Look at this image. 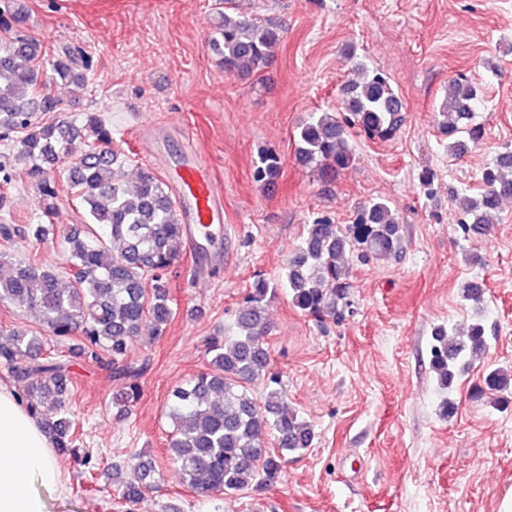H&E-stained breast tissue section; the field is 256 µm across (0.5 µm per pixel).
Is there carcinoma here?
Masks as SVG:
<instances>
[{"label": "carcinoma", "mask_w": 512, "mask_h": 512, "mask_svg": "<svg viewBox=\"0 0 512 512\" xmlns=\"http://www.w3.org/2000/svg\"><path fill=\"white\" fill-rule=\"evenodd\" d=\"M19 25L24 17L13 0H0V23ZM284 31L224 13L214 45L224 73L239 79L258 77L268 67ZM93 60L74 48L47 58L43 43L24 34L0 44V185L23 172L36 187L42 215L55 209L53 171L69 162L67 179L92 223L65 236L67 267L52 269L36 260H18L0 251V264L12 265L0 278V302L38 317L40 329H13L0 342V369L14 384L19 402L41 422L59 455L75 457L91 480L104 475L117 487L122 506L135 504L161 479L153 459L140 453L98 472L95 455L78 448L76 415L67 403L73 384L71 367L79 363L112 367L119 381L112 396L116 416L124 417L142 396L143 368L126 363L133 341L147 331L161 336L173 315L169 291L171 267L187 234L171 187L145 169L133 181L123 172L125 158L112 149V127L97 112L80 122H44L43 112H60L51 83H70L85 90ZM481 102L478 85L468 76L451 80L436 109L438 130L453 156L481 141L484 128L473 122ZM402 101L390 79L378 70L356 67L343 88L342 111L313 112L300 127L295 159L325 180L356 161L353 135L385 141L402 122ZM274 155L260 159L255 178L265 184L280 175ZM512 197V148L494 157L471 193L454 198L459 229L491 232L499 222L502 200ZM354 224L363 241L358 258L386 260L401 248L402 229L391 207L371 201L358 210ZM54 224L0 225V240L16 237L47 241ZM353 242L337 224L316 219L303 226L301 242L288 260L284 287L291 303L310 315L341 317L350 306L349 283L341 262ZM276 286L264 278L251 283L246 305L236 314L234 330L206 343L207 368L169 394L166 416L171 463L187 488L204 497L217 496L275 481L288 457L311 447L312 425L285 404L278 373L272 369L266 339L265 302ZM462 300L481 307L485 291L473 281L460 288ZM488 350L485 328L476 323L464 332L438 326L433 331L431 363L443 388L453 385L466 365ZM264 385L263 402L249 385ZM487 387L512 395V370L498 368ZM273 437L267 446L264 434Z\"/></svg>", "instance_id": "carcinoma-1"}]
</instances>
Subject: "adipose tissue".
I'll return each mask as SVG.
<instances>
[{
    "label": "adipose tissue",
    "mask_w": 512,
    "mask_h": 512,
    "mask_svg": "<svg viewBox=\"0 0 512 512\" xmlns=\"http://www.w3.org/2000/svg\"><path fill=\"white\" fill-rule=\"evenodd\" d=\"M62 488L51 439L13 389L0 385V512H46V495Z\"/></svg>",
    "instance_id": "1"
}]
</instances>
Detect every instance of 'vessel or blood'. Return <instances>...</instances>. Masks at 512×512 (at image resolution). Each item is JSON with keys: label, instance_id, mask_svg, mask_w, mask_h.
Returning a JSON list of instances; mask_svg holds the SVG:
<instances>
[{"label": "vessel or blood", "instance_id": "1", "mask_svg": "<svg viewBox=\"0 0 512 512\" xmlns=\"http://www.w3.org/2000/svg\"><path fill=\"white\" fill-rule=\"evenodd\" d=\"M170 186L179 202V216L189 235L223 242L224 198L206 164L192 151L172 168Z\"/></svg>", "mask_w": 512, "mask_h": 512}]
</instances>
